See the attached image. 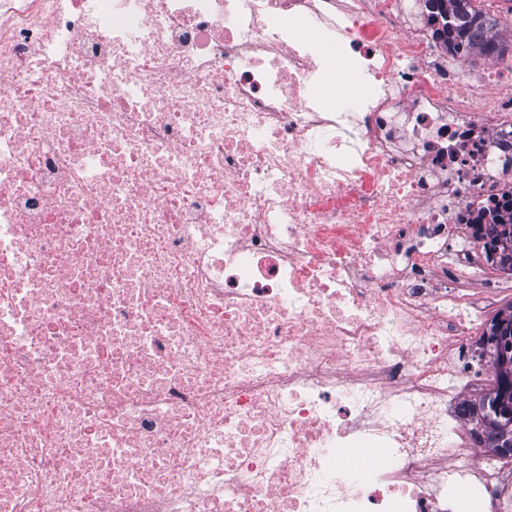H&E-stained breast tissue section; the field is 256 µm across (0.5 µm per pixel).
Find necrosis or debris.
<instances>
[{"mask_svg": "<svg viewBox=\"0 0 512 512\" xmlns=\"http://www.w3.org/2000/svg\"><path fill=\"white\" fill-rule=\"evenodd\" d=\"M369 92L326 109L290 24ZM425 0H0V512H512L458 413L512 93Z\"/></svg>", "mask_w": 512, "mask_h": 512, "instance_id": "1", "label": "necrosis or debris"}]
</instances>
